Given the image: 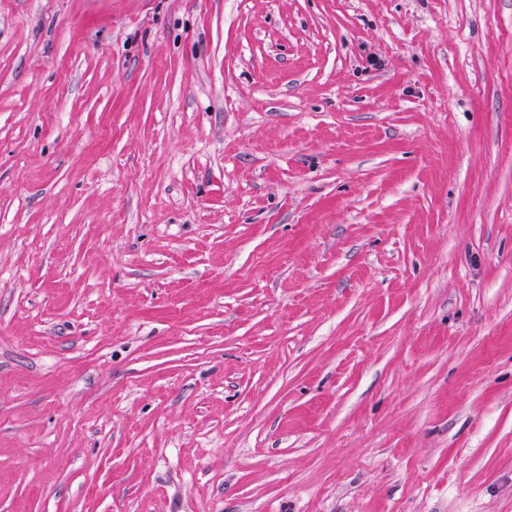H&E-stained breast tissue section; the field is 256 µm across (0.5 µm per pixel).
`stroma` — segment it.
<instances>
[{"label":"stroma","instance_id":"obj_1","mask_svg":"<svg viewBox=\"0 0 512 512\" xmlns=\"http://www.w3.org/2000/svg\"><path fill=\"white\" fill-rule=\"evenodd\" d=\"M0 512H512V0H0Z\"/></svg>","mask_w":512,"mask_h":512}]
</instances>
